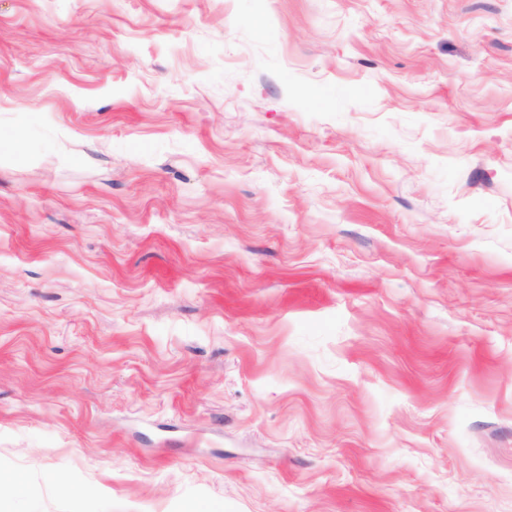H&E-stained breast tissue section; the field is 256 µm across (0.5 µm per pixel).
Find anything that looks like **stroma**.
Here are the masks:
<instances>
[{"label":"stroma","instance_id":"1","mask_svg":"<svg viewBox=\"0 0 512 512\" xmlns=\"http://www.w3.org/2000/svg\"><path fill=\"white\" fill-rule=\"evenodd\" d=\"M0 512H512V0H0Z\"/></svg>","mask_w":512,"mask_h":512}]
</instances>
